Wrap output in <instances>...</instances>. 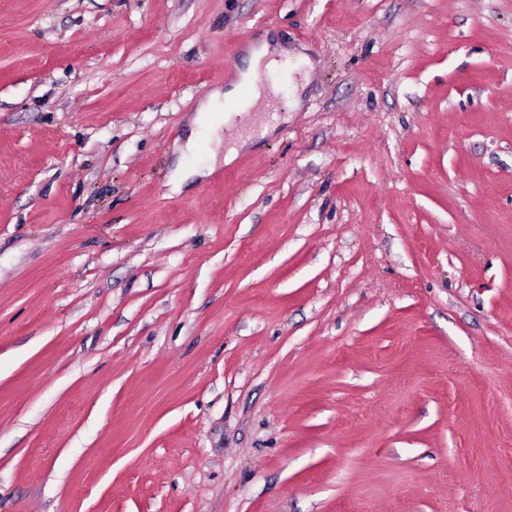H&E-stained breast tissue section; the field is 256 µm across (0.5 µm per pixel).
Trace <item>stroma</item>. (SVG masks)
<instances>
[{
  "instance_id": "35a3bbf8",
  "label": "stroma",
  "mask_w": 512,
  "mask_h": 512,
  "mask_svg": "<svg viewBox=\"0 0 512 512\" xmlns=\"http://www.w3.org/2000/svg\"><path fill=\"white\" fill-rule=\"evenodd\" d=\"M0 512H512V0H0ZM276 51H272L270 45L266 41L259 42L250 49V66L247 69L239 71L235 78L231 79L223 92L220 90L214 91L209 100L202 104L198 114L195 117V124L197 125L199 132L206 128L208 133L215 131L218 126L208 125L210 112H212L213 106L220 101L221 98L234 99L237 98L241 91L249 87L252 90L254 97H258L257 86L255 85L256 78L259 72L260 65L263 60L268 59L265 66L271 68L277 64V60L274 58Z\"/></svg>"
}]
</instances>
